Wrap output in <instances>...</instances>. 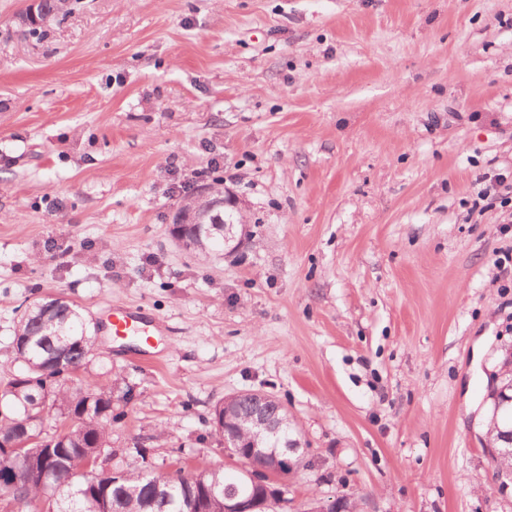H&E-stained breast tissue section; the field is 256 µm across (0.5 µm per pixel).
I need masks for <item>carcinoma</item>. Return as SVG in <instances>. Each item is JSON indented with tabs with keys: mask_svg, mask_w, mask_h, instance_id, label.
<instances>
[{
	"mask_svg": "<svg viewBox=\"0 0 512 512\" xmlns=\"http://www.w3.org/2000/svg\"><path fill=\"white\" fill-rule=\"evenodd\" d=\"M68 0H40L37 22L19 24L32 32L67 14ZM184 223L176 230L192 245L191 252L205 257L224 247V238L214 224L224 223L221 201H203L192 212L183 211ZM95 329L62 298H47L27 306L17 321L12 339L17 370L0 392V441L24 445L21 452L0 445V465L15 471L17 482L9 492V512H187L188 500L203 491L215 490L201 508L224 512V487L234 484L242 498H260L261 485L229 476L222 466L205 463L178 477L161 472L148 448L112 447V425L124 418L114 402L126 400L130 386L125 379L108 380L93 388L73 386L74 378L87 367L95 350ZM491 405L487 423L497 420L500 429L512 427V404L498 405L493 390H487ZM253 395L242 394L229 405L218 402L204 425L218 440L241 446L256 470H267L272 457L285 447L249 446L253 431L250 415ZM71 418L72 426L60 433L48 420ZM131 459L125 468H115L114 485L99 494L78 472L84 458L100 451Z\"/></svg>",
	"mask_w": 512,
	"mask_h": 512,
	"instance_id": "obj_1",
	"label": "carcinoma"
}]
</instances>
